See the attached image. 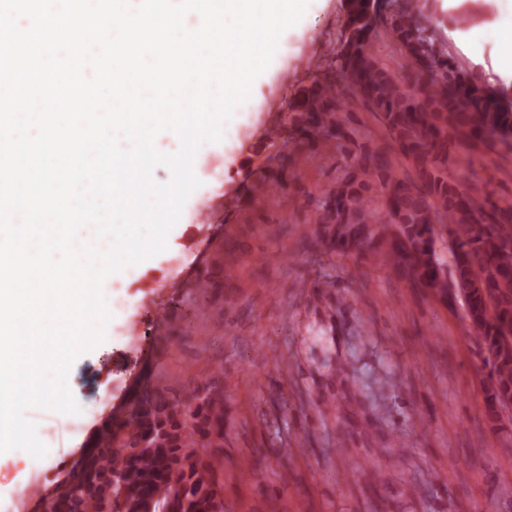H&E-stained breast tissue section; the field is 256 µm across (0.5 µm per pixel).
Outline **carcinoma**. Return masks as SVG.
<instances>
[{
	"instance_id": "1",
	"label": "carcinoma",
	"mask_w": 512,
	"mask_h": 512,
	"mask_svg": "<svg viewBox=\"0 0 512 512\" xmlns=\"http://www.w3.org/2000/svg\"><path fill=\"white\" fill-rule=\"evenodd\" d=\"M416 0L389 18L376 0H347L336 54V82L299 101L314 142L350 140L338 112L357 100L376 112L417 180L391 176L386 154L364 152L349 165L315 223L333 225L328 247L340 256L382 257L411 287L463 302L465 327L488 372L482 388L492 422L512 404V207L478 185L461 190L442 164L448 144L512 149V92L458 64L445 19ZM385 29L402 57L399 80L372 52ZM453 226L448 276L434 225ZM119 449H114V445ZM224 392L176 397L157 387L138 396L126 417L101 429L79 472L58 486L49 512H224Z\"/></svg>"
}]
</instances>
